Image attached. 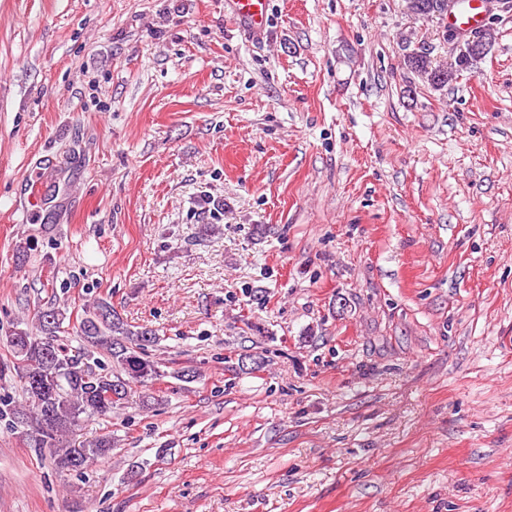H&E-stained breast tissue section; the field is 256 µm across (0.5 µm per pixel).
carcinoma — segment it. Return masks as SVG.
<instances>
[{
	"mask_svg": "<svg viewBox=\"0 0 512 512\" xmlns=\"http://www.w3.org/2000/svg\"><path fill=\"white\" fill-rule=\"evenodd\" d=\"M408 8L426 20L445 17L448 0H408ZM490 40L487 32L481 48L464 45L451 72L433 63L430 50L423 45L405 56L403 64L433 89L441 90L485 54ZM64 319L65 313L55 307L41 309L36 329L16 326L7 336L13 361L1 363L0 373L16 372L27 401L20 406L0 398V420H9L14 429L23 427L33 447L49 449L58 470L81 473L112 452V437L76 446L67 440L69 434L85 418L112 417V408L128 401L132 385L146 387L162 374L148 356V347L156 342L155 333L130 328L108 301L99 300L83 312L77 329L85 344L81 351L71 352L59 336ZM99 350L109 362L95 356Z\"/></svg>",
	"mask_w": 512,
	"mask_h": 512,
	"instance_id": "1",
	"label": "carcinoma"
}]
</instances>
